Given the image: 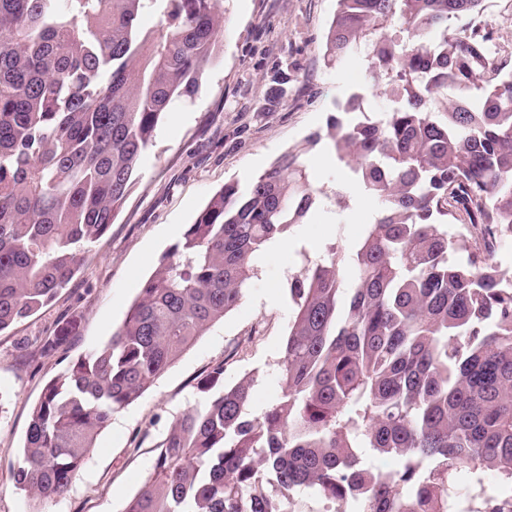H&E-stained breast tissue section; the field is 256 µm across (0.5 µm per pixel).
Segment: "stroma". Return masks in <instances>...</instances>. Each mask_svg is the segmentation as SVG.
<instances>
[{"label":"stroma","instance_id":"stroma-1","mask_svg":"<svg viewBox=\"0 0 512 512\" xmlns=\"http://www.w3.org/2000/svg\"><path fill=\"white\" fill-rule=\"evenodd\" d=\"M223 2L217 59L195 93L176 101L161 119L113 224L92 244L67 288L0 332V512H123L172 422L204 403L198 383L215 364H223L225 383L252 378L250 410L261 413L280 395L276 376L293 307L290 275L329 246L353 252L378 210L376 198L327 141L304 144L352 94L363 98V121L381 120L397 106L370 78L367 45L339 64H327L322 43L336 0ZM473 23L491 31L503 62L512 61V0H483ZM278 71L289 76L283 99L269 94L268 80ZM299 145L308 180L322 191L324 205L267 248L235 309L143 396L113 415L63 496L39 502L18 490L13 471L46 383L108 343L160 258L225 183L247 184ZM63 327L67 343L44 353V338Z\"/></svg>","mask_w":512,"mask_h":512}]
</instances>
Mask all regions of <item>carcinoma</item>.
Masks as SVG:
<instances>
[{
    "instance_id": "cac0c4a2",
    "label": "carcinoma",
    "mask_w": 512,
    "mask_h": 512,
    "mask_svg": "<svg viewBox=\"0 0 512 512\" xmlns=\"http://www.w3.org/2000/svg\"><path fill=\"white\" fill-rule=\"evenodd\" d=\"M482 2L336 0L324 58L369 43L371 79L403 104L353 122L354 94L308 142H332L378 213L352 254L294 275L279 399L252 414L251 379L226 386L213 366L210 399L174 420L124 512H297L268 485L292 504L315 492L322 512H453L462 496L466 512H512V283L494 261L512 238V78H486ZM222 30V0H0V332L69 285ZM302 154L216 192L111 340L45 385L20 489L67 492L112 415L239 303L260 253L321 202ZM489 471L507 493H488Z\"/></svg>"
}]
</instances>
